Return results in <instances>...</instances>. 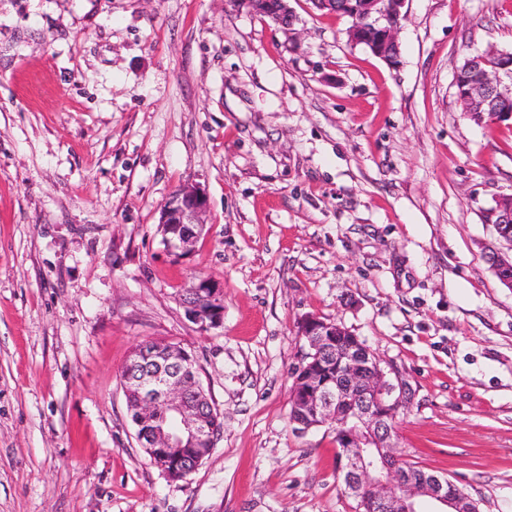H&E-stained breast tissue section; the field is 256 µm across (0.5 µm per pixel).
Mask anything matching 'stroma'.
Masks as SVG:
<instances>
[{
	"mask_svg": "<svg viewBox=\"0 0 512 512\" xmlns=\"http://www.w3.org/2000/svg\"><path fill=\"white\" fill-rule=\"evenodd\" d=\"M285 35L227 0H0V512H356L335 432H297L305 316L410 384L404 460L512 512V288L486 215L512 124L459 106L469 54L512 50V0H407L400 63L291 0ZM206 228L170 254L173 192ZM224 292L199 332L181 296ZM190 352L224 418L170 480L135 437L130 352ZM207 198L199 186H184L163 205L160 224L167 225L163 242L174 255L190 254L205 224Z\"/></svg>",
	"mask_w": 512,
	"mask_h": 512,
	"instance_id": "1",
	"label": "stroma"
}]
</instances>
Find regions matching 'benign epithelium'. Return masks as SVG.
<instances>
[{"label":"benign epithelium","instance_id":"benign-epithelium-1","mask_svg":"<svg viewBox=\"0 0 512 512\" xmlns=\"http://www.w3.org/2000/svg\"><path fill=\"white\" fill-rule=\"evenodd\" d=\"M319 10L348 18V41L363 46L388 64L399 63L398 34L408 0H311ZM235 6L270 19L290 33L297 17L288 0H230ZM455 94L462 111L479 118L491 99L512 102V53L498 48L477 52L454 75ZM207 198L198 186H185L163 205L160 223L166 225L163 242L183 256L194 250L205 224ZM490 222L502 228L512 224V194L502 195L491 210ZM492 270L512 288V255L494 253ZM187 319L201 332L224 322V293L207 279L196 282L182 298ZM299 336L309 351L296 367L292 393L293 419L302 431L329 425L341 443L340 471L345 492L365 505V512H417L428 499L446 512H477L474 501L446 477L415 474L397 455L393 423L413 399L410 385L388 372L364 343L341 325L307 317ZM336 366L338 380L319 382L306 370L319 354ZM191 357L181 346L158 343L157 353L135 348L125 362L129 370L123 390L132 399L131 420L143 429L138 438L150 462L168 478H185L207 457L221 432L202 399Z\"/></svg>","mask_w":512,"mask_h":512}]
</instances>
